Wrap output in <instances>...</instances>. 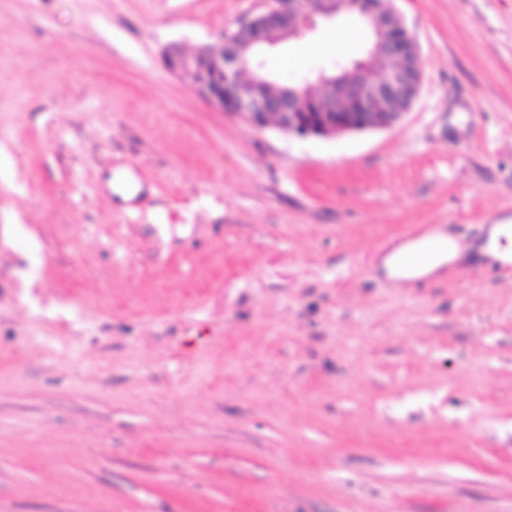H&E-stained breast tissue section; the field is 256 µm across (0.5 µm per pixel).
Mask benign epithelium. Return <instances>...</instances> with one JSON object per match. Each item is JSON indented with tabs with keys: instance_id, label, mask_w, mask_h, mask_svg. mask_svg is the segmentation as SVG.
I'll return each instance as SVG.
<instances>
[{
	"instance_id": "1",
	"label": "benign epithelium",
	"mask_w": 512,
	"mask_h": 512,
	"mask_svg": "<svg viewBox=\"0 0 512 512\" xmlns=\"http://www.w3.org/2000/svg\"><path fill=\"white\" fill-rule=\"evenodd\" d=\"M392 2L371 0L358 11L370 33L368 60L357 62L348 79L320 71L304 86L281 93L265 90L246 72L258 50L303 37L318 21L349 10V0H262L258 13L213 43L192 52L167 45L162 63L188 79L205 101L258 129L273 125L292 137L330 140L391 128L411 108L422 75L413 39Z\"/></svg>"
}]
</instances>
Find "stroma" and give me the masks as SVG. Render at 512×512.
I'll return each instance as SVG.
<instances>
[{
    "instance_id": "stroma-1",
    "label": "stroma",
    "mask_w": 512,
    "mask_h": 512,
    "mask_svg": "<svg viewBox=\"0 0 512 512\" xmlns=\"http://www.w3.org/2000/svg\"><path fill=\"white\" fill-rule=\"evenodd\" d=\"M259 5L0 0V512H512V267L471 258L512 219V0H397L420 94L331 140L164 69ZM365 43L343 13L261 70ZM433 225L458 265L385 275Z\"/></svg>"
}]
</instances>
